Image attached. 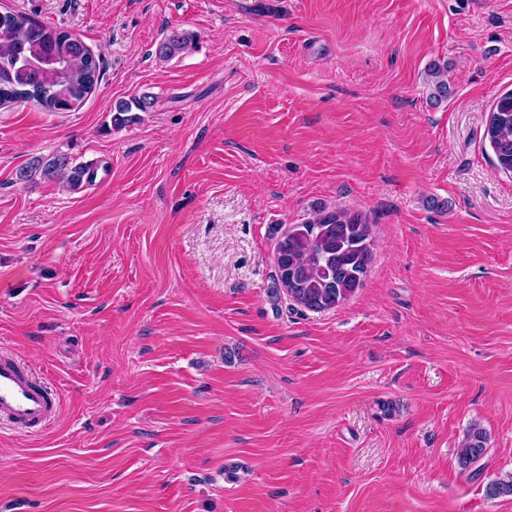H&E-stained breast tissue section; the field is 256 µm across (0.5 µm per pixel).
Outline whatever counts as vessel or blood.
I'll list each match as a JSON object with an SVG mask.
<instances>
[{"label":"vessel or blood","instance_id":"1","mask_svg":"<svg viewBox=\"0 0 512 512\" xmlns=\"http://www.w3.org/2000/svg\"><path fill=\"white\" fill-rule=\"evenodd\" d=\"M56 409L50 389L15 358L0 357V420L28 431L42 430Z\"/></svg>","mask_w":512,"mask_h":512}]
</instances>
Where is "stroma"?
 <instances>
[{
	"label": "stroma",
	"instance_id": "obj_1",
	"mask_svg": "<svg viewBox=\"0 0 512 512\" xmlns=\"http://www.w3.org/2000/svg\"><path fill=\"white\" fill-rule=\"evenodd\" d=\"M6 11L101 71L75 111L0 106V354L61 400L41 434L0 424V512H512L485 493L512 474V175L484 137L512 0ZM174 29L194 44L160 61ZM51 155L94 183L18 180ZM322 208L368 214L375 257L313 312L274 292V252ZM153 104L154 100L149 95L117 102L112 109L113 127L120 128L138 122L141 117L133 113V108L140 112H147L148 109L152 108ZM488 437L483 429L472 426L466 433L463 447L458 456V465L464 472H473V466L477 464L487 452Z\"/></svg>",
	"mask_w": 512,
	"mask_h": 512
}]
</instances>
